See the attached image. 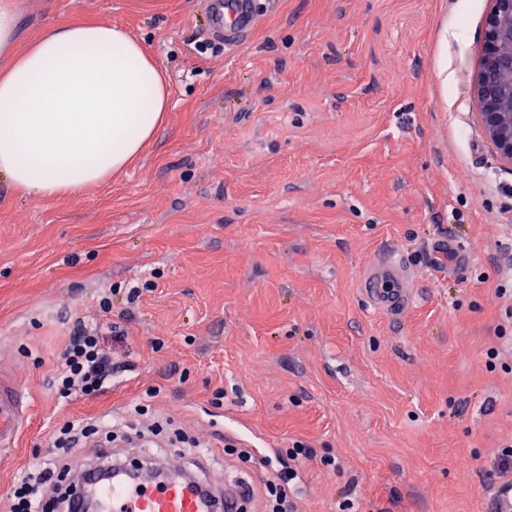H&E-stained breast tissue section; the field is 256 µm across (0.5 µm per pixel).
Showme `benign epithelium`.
<instances>
[{
	"label": "benign epithelium",
	"instance_id": "7a95c632",
	"mask_svg": "<svg viewBox=\"0 0 512 512\" xmlns=\"http://www.w3.org/2000/svg\"><path fill=\"white\" fill-rule=\"evenodd\" d=\"M473 94L485 134L512 164V0H492Z\"/></svg>",
	"mask_w": 512,
	"mask_h": 512
}]
</instances>
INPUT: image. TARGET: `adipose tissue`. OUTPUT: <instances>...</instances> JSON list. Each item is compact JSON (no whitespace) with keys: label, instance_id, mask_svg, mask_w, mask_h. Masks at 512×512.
I'll return each mask as SVG.
<instances>
[{"label":"adipose tissue","instance_id":"adipose-tissue-1","mask_svg":"<svg viewBox=\"0 0 512 512\" xmlns=\"http://www.w3.org/2000/svg\"><path fill=\"white\" fill-rule=\"evenodd\" d=\"M19 0H0V177L42 198L111 180L169 110L160 65L123 29L50 27L16 52Z\"/></svg>","mask_w":512,"mask_h":512}]
</instances>
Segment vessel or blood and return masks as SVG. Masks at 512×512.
Segmentation results:
<instances>
[{"mask_svg":"<svg viewBox=\"0 0 512 512\" xmlns=\"http://www.w3.org/2000/svg\"><path fill=\"white\" fill-rule=\"evenodd\" d=\"M207 30L225 47L240 45L256 29L260 13L254 0H205ZM451 261L455 269L469 263L466 248L456 239L442 236L433 245L429 269H439L442 261ZM415 270L397 250H385L368 267L362 281L367 305L377 311L395 314L413 298L411 283ZM31 396L26 388L0 369V447H16L21 428L31 410ZM165 480L130 479L116 474L106 480L92 474L75 493L73 512H215L209 495L179 478L180 464L170 459Z\"/></svg>","mask_w":512,"mask_h":512,"instance_id":"obj_1","label":"vessel or blood"}]
</instances>
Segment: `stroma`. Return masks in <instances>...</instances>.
I'll list each match as a JSON object with an SVG mask.
<instances>
[{"label":"stroma","mask_w":512,"mask_h":512,"mask_svg":"<svg viewBox=\"0 0 512 512\" xmlns=\"http://www.w3.org/2000/svg\"><path fill=\"white\" fill-rule=\"evenodd\" d=\"M200 2L20 0L18 48L66 22L124 28L171 104L107 183L42 199L0 178V363L33 397L0 495L60 427L96 423L72 470L109 448L260 481L261 458L301 443L300 512H497L512 165L473 98L491 0H255L248 42L204 55ZM441 233L469 245L467 272L418 281L397 320L365 304L383 247L421 266ZM80 322L125 331L122 367L64 402Z\"/></svg>","instance_id":"stroma-1"}]
</instances>
